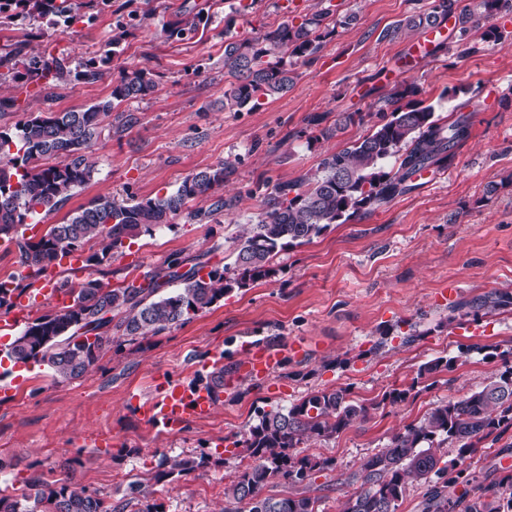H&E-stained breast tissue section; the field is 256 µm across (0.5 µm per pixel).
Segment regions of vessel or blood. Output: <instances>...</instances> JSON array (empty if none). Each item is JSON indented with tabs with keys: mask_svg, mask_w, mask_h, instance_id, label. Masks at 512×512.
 <instances>
[{
	"mask_svg": "<svg viewBox=\"0 0 512 512\" xmlns=\"http://www.w3.org/2000/svg\"><path fill=\"white\" fill-rule=\"evenodd\" d=\"M279 365L277 353L260 343L247 344L240 364L243 376L256 379L270 377ZM160 396L148 402L132 399L136 413L155 425L173 427L190 419L211 414L216 394L205 385L188 387L176 381H160Z\"/></svg>",
	"mask_w": 512,
	"mask_h": 512,
	"instance_id": "vessel-or-blood-1",
	"label": "vessel or blood"
}]
</instances>
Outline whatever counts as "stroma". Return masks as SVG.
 I'll use <instances>...</instances> for the list:
<instances>
[{
    "mask_svg": "<svg viewBox=\"0 0 512 512\" xmlns=\"http://www.w3.org/2000/svg\"><path fill=\"white\" fill-rule=\"evenodd\" d=\"M112 2L113 12L80 7V21L69 28L46 19L0 26V56L21 41L25 53H52L67 70L47 85L0 74V98L17 101L0 112L2 131L30 112L79 110L109 98L120 71L148 68L158 76L152 94L123 105L136 124L120 137L102 132L88 149L94 179L59 210L38 215L33 235L97 196L125 204L163 194L227 159L235 172L218 193L238 204L202 222L179 215L140 236L100 271L56 267L59 281L75 285L95 275L117 288L143 280L175 252L205 253L219 266L233 263L236 240L263 212L271 184L299 179L325 153L371 133L391 111L387 95L402 82H415L420 101L434 105L441 120H450L469 99L480 110L451 166L435 171L432 181H419L411 193L279 252L274 277L226 295L184 325L148 336L115 334L116 350L80 378H57L41 363L13 367L6 379L10 390L0 393V460L7 463L0 489L21 494L39 472L47 481L69 477L117 499L129 483L142 481L160 512H222L224 486L246 455L238 441L261 412L288 409L318 390L345 388L350 399L376 403V410L364 423L295 450L300 457L335 460L334 470L314 474L302 488L317 497L318 512H339L353 492L345 479L364 458L383 451L393 433L421 422L438 404L482 389L502 371L501 358H485L481 346L512 353V305L483 302L491 294L512 296V13L489 16L471 30L469 53L457 42L453 23H442L444 48L427 55L418 47L423 32L389 37L385 31L426 9L429 0H331L328 23L335 33L316 59H283L294 73L288 91L260 108L229 112L225 35L257 37L320 10V0H256L245 13L237 0H133V18L121 11L122 0ZM195 5L209 13L208 27L181 41L167 39L164 25ZM350 14L355 22L344 24ZM489 28L497 29L500 41H484ZM119 29L121 51L111 57L108 77L74 80L79 62L98 55ZM351 112L356 120H348ZM316 116L321 124H313ZM343 117L344 129L323 139L321 127ZM451 282L458 285L454 300L474 302L469 315L450 316L442 291ZM296 339L306 343L304 352L292 349ZM253 340L281 352L270 378L238 374L242 346ZM440 357L455 358L454 368L417 382L419 367ZM213 363L223 366L232 384L220 390L208 418L164 428L131 410L130 395L158 398L159 376L192 385ZM395 388L410 394L383 403L384 393ZM98 431L111 435L110 447L91 444ZM509 443L512 430L471 458H460L451 443L437 454L442 463L480 473L512 469V452L502 450ZM200 454L209 456L208 468L170 476L174 460Z\"/></svg>",
    "mask_w": 512,
    "mask_h": 512,
    "instance_id": "stroma-1",
    "label": "stroma"
}]
</instances>
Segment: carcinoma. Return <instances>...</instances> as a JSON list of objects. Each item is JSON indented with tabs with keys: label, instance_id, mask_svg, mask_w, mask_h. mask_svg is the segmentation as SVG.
<instances>
[{
	"label": "carcinoma",
	"instance_id": "carcinoma-1",
	"mask_svg": "<svg viewBox=\"0 0 512 512\" xmlns=\"http://www.w3.org/2000/svg\"><path fill=\"white\" fill-rule=\"evenodd\" d=\"M456 0H432L429 9L401 21L390 36L402 28L433 29L455 11ZM78 7L71 0H0V26L30 18L51 17L55 23L71 25ZM512 12V0H476L459 13L457 40L465 42L469 32L486 14ZM328 7L306 16L298 24L284 22L266 31L262 46L250 39L224 40V74L232 78L224 91V108L241 109L260 104L293 84L291 71L273 61L288 54L307 62L315 59L328 33L321 31L330 16ZM209 17L199 9L192 17L168 25L167 37L182 40L205 25ZM122 34L98 56L82 61L74 78L98 81L107 76L104 64L116 53ZM0 67L18 79L50 80L63 76L61 60L49 54L27 56L18 50L0 58ZM151 71H122L113 80L110 98L85 109L30 113L12 133L0 131V238L15 241L18 264L37 278L63 256L83 250L92 239L106 244L89 254V266L102 265L126 247V242L142 231L168 225L182 212L201 222L216 213L235 207L231 198L218 197L206 209L188 210L196 199L208 198L224 186L235 166L226 160L215 167L188 175L179 187L166 195L117 204L99 196L75 210L63 223L53 225L39 238L25 237L19 228L28 225L40 212L60 208L72 192L88 184L95 166L86 149L108 124L117 137L131 129L136 117L122 109V103L141 99L155 91ZM412 83L391 101L390 117L363 139L349 147L324 155L317 169L290 182L275 184L268 194L266 210L256 223L245 228L234 249L233 266H207L202 256L190 259L176 253L165 267L144 282H130L111 288L99 279L87 278L77 288L62 283L71 297L68 305L53 309L27 323L10 344L0 349L14 364L42 362L65 379L81 377L112 349V329L127 336L156 334L173 325H183L209 310L225 295L275 274L273 257L281 250L308 244L331 225L344 224L412 189V179L425 169H441L449 164L455 148L471 133V115L461 113L442 124L433 105L401 100L414 96ZM55 159L57 163L47 164ZM180 284L167 293L164 285ZM31 284L10 276L0 280V309L10 310ZM455 358H439L423 365L413 384L432 374L452 368ZM369 407L349 399L345 388L321 390L305 397L287 411L262 413L249 427L245 447L254 464L236 471L224 487L228 507L239 512L246 503L248 512H318V498L304 492L275 499L262 496L273 482L297 486L317 472L330 470L328 458L297 457L290 449L317 438H331L356 422L366 419ZM512 428V365L481 390L457 401L432 409L418 424L394 433L386 448L364 458L348 474L345 483L355 492L341 505L340 512H396L410 482L431 485L424 512H512V473L507 472L489 487L468 469L441 465L434 449L446 442L457 445L460 457L472 456L489 437L501 439ZM208 457L187 456L173 461L169 474L186 476L206 468ZM31 493L1 495L0 512H158L150 502V492L138 482L119 499L112 500L67 479L53 483L34 475L27 481Z\"/></svg>",
	"mask_w": 512,
	"mask_h": 512
}]
</instances>
